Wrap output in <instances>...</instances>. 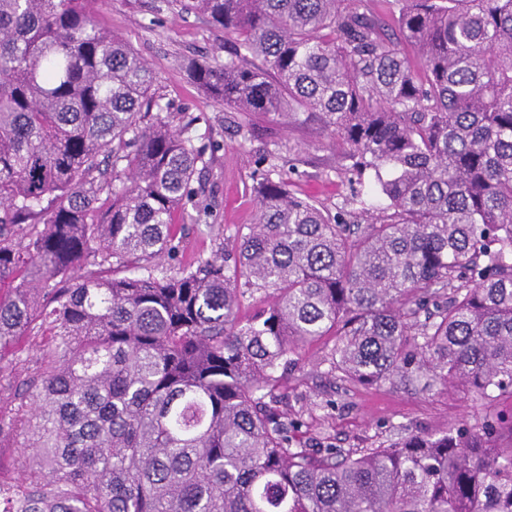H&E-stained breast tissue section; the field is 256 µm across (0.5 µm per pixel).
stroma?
<instances>
[{"mask_svg": "<svg viewBox=\"0 0 512 512\" xmlns=\"http://www.w3.org/2000/svg\"><path fill=\"white\" fill-rule=\"evenodd\" d=\"M94 12L102 27L150 63L161 104L197 118L205 144L215 147L202 178L212 214L202 224L176 214V223L183 226L178 263L209 256L239 225L253 223V187L266 173L262 158L271 151L278 155L277 175L296 195L315 200L332 214L359 209L341 172L343 161L315 117L285 126L256 115L245 130L239 113L213 103L192 82L187 60H224L236 45L235 36L203 15L169 7L167 0H96ZM333 344V337L325 336L306 347L296 370L280 384L289 415L307 423L297 435L300 444L374 448L396 439L406 427L441 431L459 421L476 423L486 411L459 391L354 389L330 370L326 356Z\"/></svg>", "mask_w": 512, "mask_h": 512, "instance_id": "obj_1", "label": "stroma"}]
</instances>
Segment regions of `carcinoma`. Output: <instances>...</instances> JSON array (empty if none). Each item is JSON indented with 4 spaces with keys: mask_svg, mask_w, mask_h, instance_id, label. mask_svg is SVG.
<instances>
[{
    "mask_svg": "<svg viewBox=\"0 0 512 512\" xmlns=\"http://www.w3.org/2000/svg\"><path fill=\"white\" fill-rule=\"evenodd\" d=\"M174 2L236 36L187 63L207 98L319 114L381 205L268 174L255 223L164 265L174 212L210 216L194 120L88 0H0V448L29 451L0 512H512V409L359 449L278 410L322 336L352 386L512 396V0Z\"/></svg>",
    "mask_w": 512,
    "mask_h": 512,
    "instance_id": "obj_1",
    "label": "carcinoma"
}]
</instances>
